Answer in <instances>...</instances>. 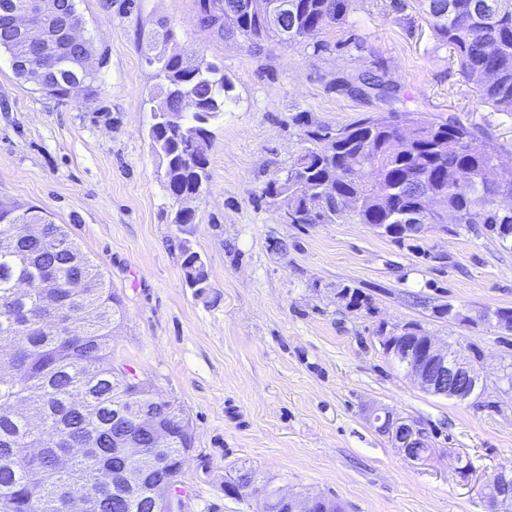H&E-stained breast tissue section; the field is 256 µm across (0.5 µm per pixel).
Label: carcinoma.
<instances>
[{
	"label": "carcinoma",
	"instance_id": "cac0c4a2",
	"mask_svg": "<svg viewBox=\"0 0 512 512\" xmlns=\"http://www.w3.org/2000/svg\"><path fill=\"white\" fill-rule=\"evenodd\" d=\"M241 0H197L201 31L220 38L241 39L257 54L265 44L295 45L313 27L336 23L349 0H272L284 5L272 17L241 14L236 29L217 23L215 11ZM436 41L453 49L461 73L482 100L498 112H512V0H421ZM26 0H0V48L13 52L8 41L10 11ZM77 64L60 57L46 68L48 94L68 95L70 74ZM164 88L151 109L148 137L165 162L163 174L170 196L178 201L198 196L208 183V158L195 153L197 139H210L209 126L224 112L230 82L219 67L194 62L178 54L156 66ZM372 89L383 96L388 85L376 76L360 75L343 86ZM196 110L188 113L183 130L169 128L164 112H177L183 95ZM296 124L307 127L304 147L288 169V184L270 181L267 196L285 191L294 208L293 224H388L391 238L405 239L400 224H422L419 210L433 198L438 212H451L460 224H487L498 236L512 235V211L497 208L496 198L512 194V171L498 181L488 172L497 168L494 150L474 152L471 132L454 118L433 121L406 113L401 117L368 115L346 126H309L305 115ZM343 167L367 169L381 178L339 175ZM17 224L37 230L0 249V512H68L65 490L80 484L87 489L85 512H155L148 489L164 478L179 492L184 456L193 445L189 418L179 406L163 399L153 385L131 367L117 361L114 339L123 327V297L106 283L97 265L60 224L36 207L0 202V238ZM181 266L190 286L205 278V262L188 239L181 244ZM80 279L85 287L73 292L61 283ZM31 285L18 292V283ZM348 306L366 311L371 299L358 289L341 290ZM27 399V411L17 401ZM148 407L155 426L135 421V412ZM168 433V446L154 447L158 431ZM129 442L130 464L139 469L141 492L124 497L125 486L108 488L101 481L117 463L112 440ZM88 439L101 451L93 457L72 455L66 465L58 458L72 441ZM256 482L254 472L240 469L229 487L240 491ZM254 512H291L274 489L253 496Z\"/></svg>",
	"mask_w": 512,
	"mask_h": 512
}]
</instances>
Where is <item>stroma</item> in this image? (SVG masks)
<instances>
[{"instance_id":"1","label":"stroma","mask_w":512,"mask_h":512,"mask_svg":"<svg viewBox=\"0 0 512 512\" xmlns=\"http://www.w3.org/2000/svg\"><path fill=\"white\" fill-rule=\"evenodd\" d=\"M75 4L102 60L93 92L49 96L0 51V199L45 210L122 293L116 354L193 427L174 512H252L224 492L243 467L342 512H494L484 486L512 469V333L478 315L512 308V238L485 224L401 242L366 224H293L263 189L304 145L299 113L333 128L376 112L452 116L504 171L512 112L481 100L419 0H350L339 23L258 55L200 31L195 0ZM164 25L232 84L193 203L205 298L185 281L177 204L147 137L160 81L145 56ZM361 74L381 76L392 98L343 87ZM346 286L372 311L349 308ZM448 303L468 322L437 317ZM383 323L478 349L484 392L461 402L416 387L375 341ZM386 410L423 429L425 454L408 457L379 430Z\"/></svg>"}]
</instances>
